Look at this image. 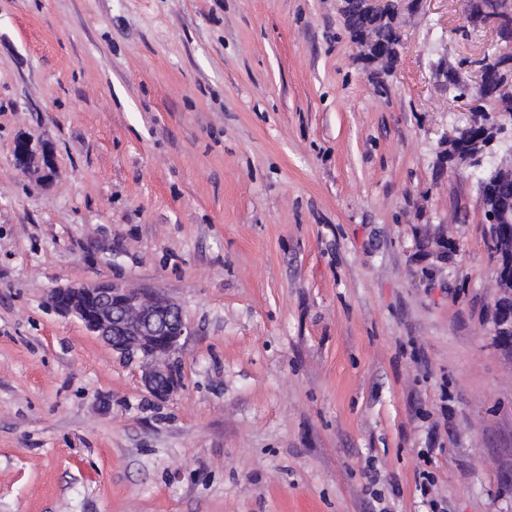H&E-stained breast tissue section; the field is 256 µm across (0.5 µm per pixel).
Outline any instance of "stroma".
<instances>
[{"instance_id":"obj_1","label":"stroma","mask_w":512,"mask_h":512,"mask_svg":"<svg viewBox=\"0 0 512 512\" xmlns=\"http://www.w3.org/2000/svg\"><path fill=\"white\" fill-rule=\"evenodd\" d=\"M466 4L379 90L340 0H0V512H512ZM106 282L179 305L168 398L50 305ZM15 156L21 168L38 173L42 180L50 181L53 177L52 157L45 146L37 147L33 146L29 140H19Z\"/></svg>"}]
</instances>
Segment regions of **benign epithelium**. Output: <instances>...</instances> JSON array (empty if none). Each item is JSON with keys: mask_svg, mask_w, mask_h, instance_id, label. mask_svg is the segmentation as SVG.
Returning a JSON list of instances; mask_svg holds the SVG:
<instances>
[{"mask_svg": "<svg viewBox=\"0 0 512 512\" xmlns=\"http://www.w3.org/2000/svg\"><path fill=\"white\" fill-rule=\"evenodd\" d=\"M358 57L365 68L384 67L387 52L371 36L356 42ZM471 127L483 131L473 148L454 155L459 165L478 166L486 151L512 131L511 112L475 113ZM16 162L39 174L44 181L53 177L49 150L22 139L16 147ZM498 180L512 181V149L492 169ZM490 236L495 239L496 277L499 296L495 305L496 335L512 337V206H495L487 210ZM53 308L62 315L74 316L112 350L124 356L138 357L141 380L150 393L166 398L179 387L173 355L189 327L179 307L157 289L135 290L118 283L70 284L53 292Z\"/></svg>", "mask_w": 512, "mask_h": 512, "instance_id": "1", "label": "benign epithelium"}]
</instances>
